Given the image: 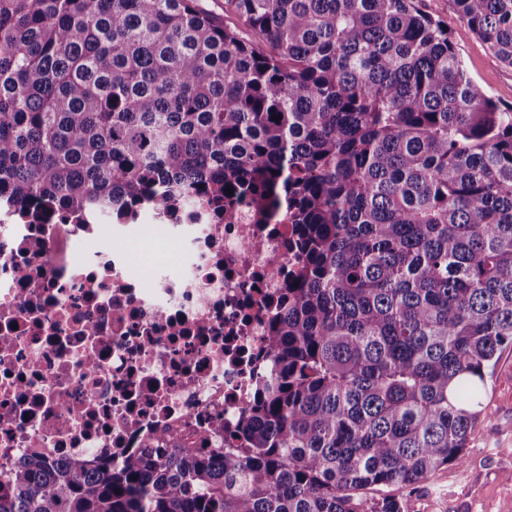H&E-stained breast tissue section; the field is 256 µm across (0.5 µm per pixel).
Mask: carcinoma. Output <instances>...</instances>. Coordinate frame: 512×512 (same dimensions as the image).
<instances>
[{
  "label": "carcinoma",
  "mask_w": 512,
  "mask_h": 512,
  "mask_svg": "<svg viewBox=\"0 0 512 512\" xmlns=\"http://www.w3.org/2000/svg\"><path fill=\"white\" fill-rule=\"evenodd\" d=\"M420 2L0 0V205L283 190L301 250L240 451L33 453L0 512H407L361 491L463 464L512 345V107ZM450 2L512 66V0Z\"/></svg>",
  "instance_id": "obj_1"
}]
</instances>
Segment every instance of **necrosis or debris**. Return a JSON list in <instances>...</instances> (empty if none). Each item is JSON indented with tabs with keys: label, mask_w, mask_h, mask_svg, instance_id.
Returning <instances> with one entry per match:
<instances>
[{
	"label": "necrosis or debris",
	"mask_w": 512,
	"mask_h": 512,
	"mask_svg": "<svg viewBox=\"0 0 512 512\" xmlns=\"http://www.w3.org/2000/svg\"><path fill=\"white\" fill-rule=\"evenodd\" d=\"M294 241L284 205L1 211L0 465L223 447L269 372Z\"/></svg>",
	"instance_id": "necrosis-or-debris-1"
}]
</instances>
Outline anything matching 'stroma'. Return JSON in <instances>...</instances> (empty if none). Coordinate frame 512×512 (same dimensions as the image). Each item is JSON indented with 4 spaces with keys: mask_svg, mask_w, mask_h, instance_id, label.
<instances>
[{
    "mask_svg": "<svg viewBox=\"0 0 512 512\" xmlns=\"http://www.w3.org/2000/svg\"><path fill=\"white\" fill-rule=\"evenodd\" d=\"M422 7L447 23L468 75L495 101L512 105V67L456 16L449 0H423ZM484 403L488 417L475 427L464 464L443 467L407 492L409 512H512V345L499 353Z\"/></svg>",
    "mask_w": 512,
    "mask_h": 512,
    "instance_id": "obj_1",
    "label": "stroma"
}]
</instances>
